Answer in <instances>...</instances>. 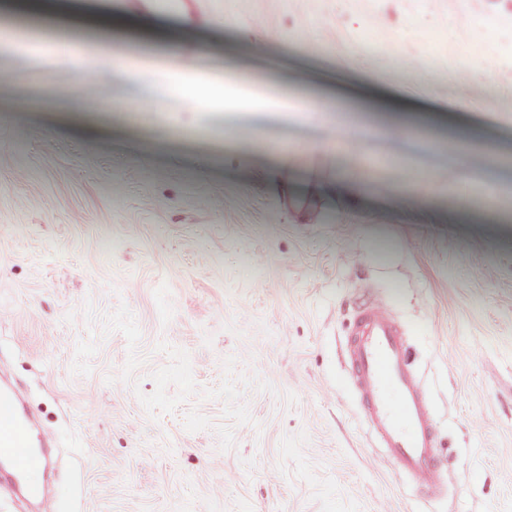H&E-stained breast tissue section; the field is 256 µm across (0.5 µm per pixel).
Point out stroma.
Listing matches in <instances>:
<instances>
[{"instance_id":"obj_1","label":"stroma","mask_w":512,"mask_h":512,"mask_svg":"<svg viewBox=\"0 0 512 512\" xmlns=\"http://www.w3.org/2000/svg\"><path fill=\"white\" fill-rule=\"evenodd\" d=\"M13 22L44 51L0 55L31 84L0 81V367L59 512H512V0H0ZM237 83L259 103L221 104ZM329 97L360 146L324 147ZM369 288L443 496L349 383Z\"/></svg>"}]
</instances>
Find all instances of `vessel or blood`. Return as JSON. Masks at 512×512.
I'll use <instances>...</instances> for the list:
<instances>
[{
    "instance_id": "b4317fda",
    "label": "vessel or blood",
    "mask_w": 512,
    "mask_h": 512,
    "mask_svg": "<svg viewBox=\"0 0 512 512\" xmlns=\"http://www.w3.org/2000/svg\"><path fill=\"white\" fill-rule=\"evenodd\" d=\"M345 358L365 423L386 458L420 489L442 494L445 472L433 413L404 332L378 297L354 310ZM21 402L20 389L0 385V456L26 476L48 469L41 447L53 437L21 414Z\"/></svg>"
}]
</instances>
